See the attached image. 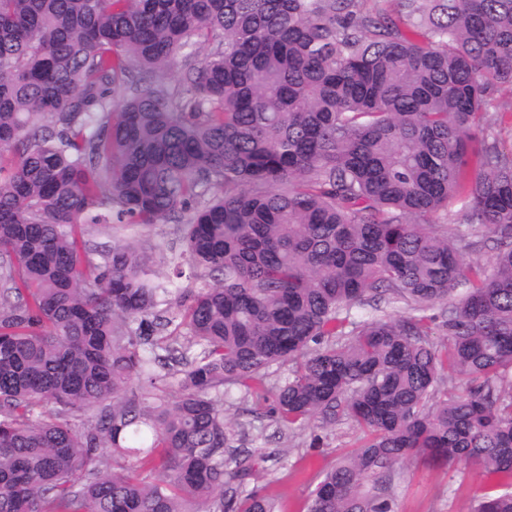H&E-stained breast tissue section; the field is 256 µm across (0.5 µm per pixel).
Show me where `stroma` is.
Listing matches in <instances>:
<instances>
[{
    "label": "stroma",
    "mask_w": 512,
    "mask_h": 512,
    "mask_svg": "<svg viewBox=\"0 0 512 512\" xmlns=\"http://www.w3.org/2000/svg\"><path fill=\"white\" fill-rule=\"evenodd\" d=\"M177 227L174 218L120 231L98 224L87 228L85 239L102 254L118 236L145 248L159 243L178 254L184 242ZM249 408L243 390L230 387L224 397V414L232 446L254 465L242 492L277 498L281 512H307L310 493L323 473L360 448L361 430L344 418L327 426L317 419L301 427L283 426L254 418ZM382 484L389 489L392 512H471L474 497L490 489L477 473L412 461L396 464Z\"/></svg>",
    "instance_id": "35a3bbf8"
}]
</instances>
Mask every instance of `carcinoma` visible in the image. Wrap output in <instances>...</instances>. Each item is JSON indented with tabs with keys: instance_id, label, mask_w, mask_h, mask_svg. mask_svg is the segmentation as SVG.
Listing matches in <instances>:
<instances>
[{
	"instance_id": "cac0c4a2",
	"label": "carcinoma",
	"mask_w": 512,
	"mask_h": 512,
	"mask_svg": "<svg viewBox=\"0 0 512 512\" xmlns=\"http://www.w3.org/2000/svg\"><path fill=\"white\" fill-rule=\"evenodd\" d=\"M367 2L0 0V512H277L225 490L253 470L225 458L230 385L363 431L308 512H391L368 483L409 457L512 512V150L470 153L512 0ZM176 214L198 287L163 307L139 246L83 243ZM381 302L411 314L351 319Z\"/></svg>"
}]
</instances>
